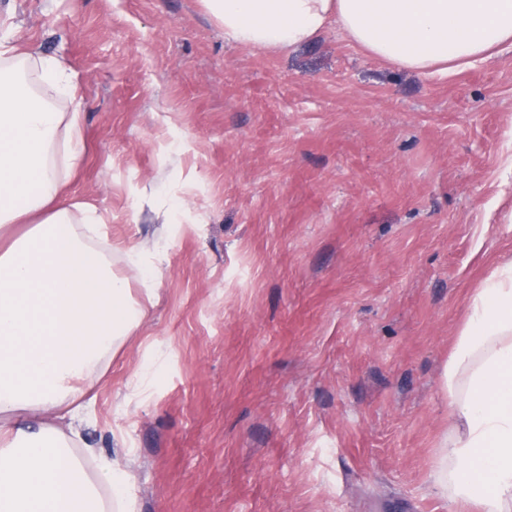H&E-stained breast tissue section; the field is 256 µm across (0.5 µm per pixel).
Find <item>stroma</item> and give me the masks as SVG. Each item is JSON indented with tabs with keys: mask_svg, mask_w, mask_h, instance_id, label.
I'll return each instance as SVG.
<instances>
[{
	"mask_svg": "<svg viewBox=\"0 0 512 512\" xmlns=\"http://www.w3.org/2000/svg\"><path fill=\"white\" fill-rule=\"evenodd\" d=\"M83 100L75 200L167 257L87 443L137 512H459L442 370L512 254V46L448 75L330 25L242 46L200 0H0Z\"/></svg>",
	"mask_w": 512,
	"mask_h": 512,
	"instance_id": "1",
	"label": "stroma"
}]
</instances>
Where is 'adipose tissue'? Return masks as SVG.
I'll use <instances>...</instances> for the list:
<instances>
[{
  "label": "adipose tissue",
  "instance_id": "1",
  "mask_svg": "<svg viewBox=\"0 0 512 512\" xmlns=\"http://www.w3.org/2000/svg\"><path fill=\"white\" fill-rule=\"evenodd\" d=\"M239 44L285 50L328 24L369 54L427 72L468 67L512 44V0H201ZM29 67L65 99L36 102ZM82 101L59 60L0 40V512H136L134 475L85 445L86 394L103 357L134 338L156 279L117 271L87 235L106 215L67 201L83 155ZM140 286L133 298L131 283ZM446 464L436 482L464 512H512V259L472 296L443 371Z\"/></svg>",
  "mask_w": 512,
  "mask_h": 512
}]
</instances>
